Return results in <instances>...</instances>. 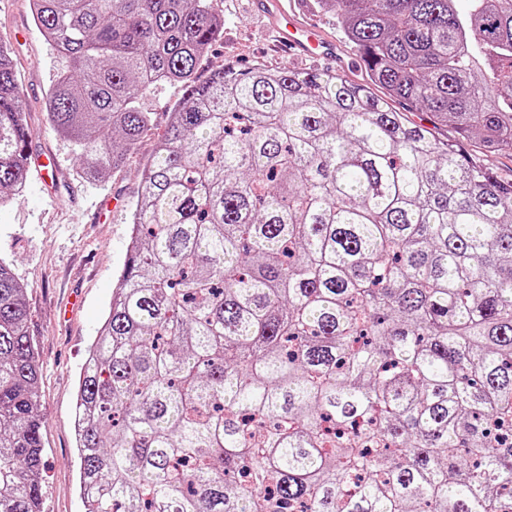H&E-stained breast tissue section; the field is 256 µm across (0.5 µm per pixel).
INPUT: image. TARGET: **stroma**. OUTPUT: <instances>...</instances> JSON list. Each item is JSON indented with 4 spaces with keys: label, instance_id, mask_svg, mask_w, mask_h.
Here are the masks:
<instances>
[{
    "label": "stroma",
    "instance_id": "obj_1",
    "mask_svg": "<svg viewBox=\"0 0 512 512\" xmlns=\"http://www.w3.org/2000/svg\"><path fill=\"white\" fill-rule=\"evenodd\" d=\"M212 8L223 27L197 66L198 79L227 65L273 71L335 68L331 61L279 47L270 17L255 0H212ZM0 30L20 34L12 46L13 63L30 135L24 191L0 204V259L26 290L28 332L41 368L38 401L46 459L41 509L84 512L72 425L78 379L127 259L143 168L182 101L184 86L159 82L138 98V107L151 115L150 125L120 168L91 182L79 171L78 146L46 119L47 91L66 62L36 29L29 0H0ZM52 156L61 161L59 171L44 169Z\"/></svg>",
    "mask_w": 512,
    "mask_h": 512
}]
</instances>
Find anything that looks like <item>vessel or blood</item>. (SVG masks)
<instances>
[{"instance_id":"obj_1","label":"vessel or blood","mask_w":512,"mask_h":512,"mask_svg":"<svg viewBox=\"0 0 512 512\" xmlns=\"http://www.w3.org/2000/svg\"><path fill=\"white\" fill-rule=\"evenodd\" d=\"M262 9L271 16L276 37L289 51L302 56L328 60L338 56L334 41L311 22L302 19L297 0H258Z\"/></svg>"}]
</instances>
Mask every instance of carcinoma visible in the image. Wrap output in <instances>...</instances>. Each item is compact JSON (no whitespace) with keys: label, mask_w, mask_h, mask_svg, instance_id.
I'll return each instance as SVG.
<instances>
[{"label":"carcinoma","mask_w":512,"mask_h":512,"mask_svg":"<svg viewBox=\"0 0 512 512\" xmlns=\"http://www.w3.org/2000/svg\"><path fill=\"white\" fill-rule=\"evenodd\" d=\"M212 0H31L51 126L99 181L185 85L78 380L85 512H512V0H317L370 84L195 78ZM0 45V203L25 182ZM429 112L417 125L392 106ZM40 368L0 260V512H39ZM465 154L473 155L483 162L495 175L502 179H512V153H489L481 148L475 140L464 141L460 144Z\"/></svg>","instance_id":"carcinoma-1"}]
</instances>
